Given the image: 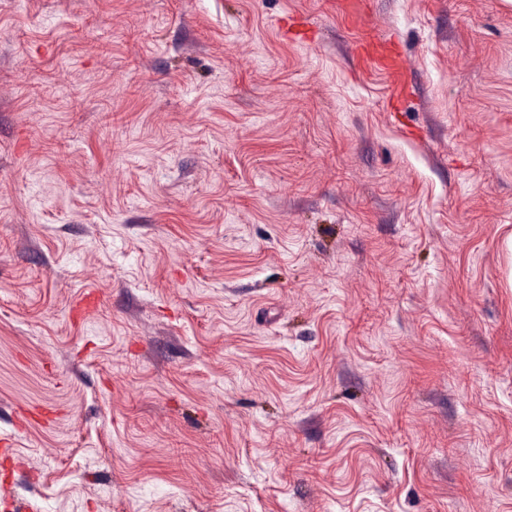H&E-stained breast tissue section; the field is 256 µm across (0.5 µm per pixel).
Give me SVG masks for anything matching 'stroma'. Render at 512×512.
Returning a JSON list of instances; mask_svg holds the SVG:
<instances>
[{
	"mask_svg": "<svg viewBox=\"0 0 512 512\" xmlns=\"http://www.w3.org/2000/svg\"><path fill=\"white\" fill-rule=\"evenodd\" d=\"M511 235L512 0H0V512H512Z\"/></svg>",
	"mask_w": 512,
	"mask_h": 512,
	"instance_id": "1",
	"label": "stroma"
}]
</instances>
